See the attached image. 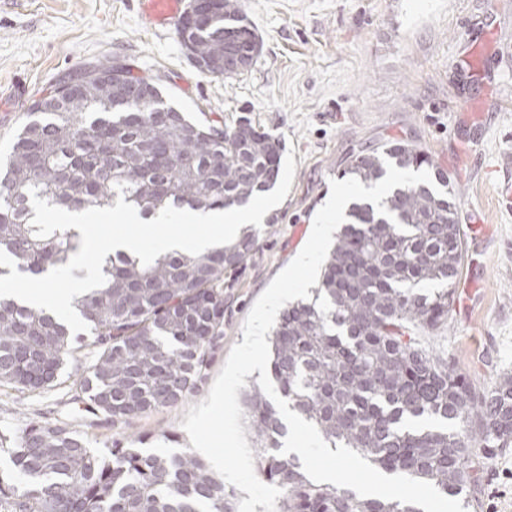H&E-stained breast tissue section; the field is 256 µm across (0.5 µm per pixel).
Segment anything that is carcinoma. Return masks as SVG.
<instances>
[{"mask_svg":"<svg viewBox=\"0 0 512 512\" xmlns=\"http://www.w3.org/2000/svg\"><path fill=\"white\" fill-rule=\"evenodd\" d=\"M241 0H215L210 23L177 29L196 68L220 75L224 37L249 36ZM86 66L33 101L0 176V251L23 274L66 264L80 249L73 229L39 238L30 189L67 211L115 205L117 186L143 217L172 206L224 211L269 191L283 143L247 116L234 125L192 120L158 88L143 108L104 89ZM434 169L432 183L396 187L382 200L349 204L309 301L286 307L270 337V372L289 409L312 422L332 449L345 445L390 475L432 483L449 496L475 481L479 452L512 446V371L479 390L420 336L448 323L465 257V230L448 174L403 139L362 152L344 175L366 186L387 164ZM257 247L247 230L206 254L164 253L149 266L130 253L105 258L101 287L73 299L90 338L40 308L0 298V384L41 393L65 363L88 350L74 383L87 412L112 424L172 407L194 393L210 351L224 337L226 278ZM243 404L258 474L282 490L279 512H421L318 484L300 457L280 454L288 427L259 386ZM0 512H234L224 483L190 451L113 443L94 453L77 432L50 422L19 435L0 431Z\"/></svg>","mask_w":512,"mask_h":512,"instance_id":"obj_1","label":"carcinoma"}]
</instances>
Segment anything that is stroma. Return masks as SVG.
<instances>
[{
	"label": "stroma",
	"mask_w": 512,
	"mask_h": 512,
	"mask_svg": "<svg viewBox=\"0 0 512 512\" xmlns=\"http://www.w3.org/2000/svg\"><path fill=\"white\" fill-rule=\"evenodd\" d=\"M140 0H0V157L34 99L69 73L108 58L136 66L191 119L239 116L284 146L296 164L287 198L257 228L258 246L234 274L224 338L193 395L115 426L89 424L69 364L42 394L0 385V431L62 420L88 447L188 449L183 423L207 398L254 303L300 253L352 155L392 138L420 145L447 172L467 234L447 325L426 334L476 387L512 369V0H241L261 50L248 69L216 77L186 58L175 30L148 29ZM467 512H512V447L475 459Z\"/></svg>",
	"instance_id": "stroma-1"
}]
</instances>
